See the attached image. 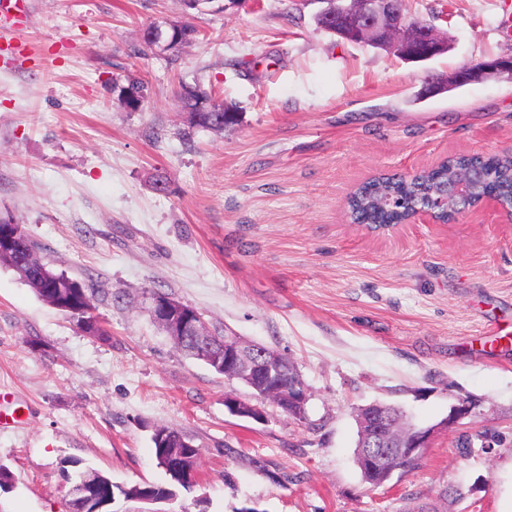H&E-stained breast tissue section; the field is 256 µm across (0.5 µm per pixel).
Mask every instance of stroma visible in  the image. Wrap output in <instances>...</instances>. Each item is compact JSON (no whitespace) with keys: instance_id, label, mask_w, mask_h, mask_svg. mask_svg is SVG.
<instances>
[{"instance_id":"1","label":"stroma","mask_w":512,"mask_h":512,"mask_svg":"<svg viewBox=\"0 0 512 512\" xmlns=\"http://www.w3.org/2000/svg\"><path fill=\"white\" fill-rule=\"evenodd\" d=\"M0 59V212L54 269L98 289L109 339L87 334L0 264V426L14 475L0 512H66L62 463L132 485L158 481L151 434L201 449L176 512H410L459 488L448 512H512V223L491 208L445 224L373 232L351 223L369 178L453 154L512 152V78L449 92L428 73L512 55V0H404L451 48L408 62L319 30L317 0H243L184 13L179 0H30ZM188 22L178 52H144L148 27ZM147 87L120 105L115 78ZM238 111L224 131L181 119L180 84ZM164 179L167 192L154 188ZM290 356L306 417L230 415L242 383L186 357L151 319L146 291ZM37 346H30V339ZM478 405L432 438L418 468L378 488L354 462L358 407L402 406L413 423ZM487 434L488 447L459 439Z\"/></svg>"}]
</instances>
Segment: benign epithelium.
Listing matches in <instances>:
<instances>
[{
  "mask_svg": "<svg viewBox=\"0 0 512 512\" xmlns=\"http://www.w3.org/2000/svg\"><path fill=\"white\" fill-rule=\"evenodd\" d=\"M324 4L318 12L316 21L319 28L350 42L360 43L390 54H395L411 62L429 61L450 49L448 39L424 23L407 16L402 0H317ZM177 24L170 23L167 29L156 25L143 34L144 44L156 53H168L175 50ZM512 75V57L480 60L468 63L446 79L435 78L428 81L427 88L436 92L447 90L455 85L479 83L497 78L503 73ZM481 176L470 167L455 171L448 184L431 192L425 204L409 209L405 220L407 224H438L442 213L456 218L472 206H488L500 216L512 223V205L507 206L497 197L485 195L478 203L473 198L481 187ZM26 233L17 230L13 233L0 232V257H9L15 253ZM149 312L156 324L162 327L166 335L176 344L194 341L206 344L212 332L207 327L201 313L168 295H149ZM283 357L277 349L248 342L233 334H224L222 353H200L198 358L212 366L225 377L244 383L252 390V399L243 400L235 396L225 398L228 411L241 418L263 422L266 418L265 404L270 401L265 387L256 382L259 373H272ZM308 393L306 385H295L275 405L291 412L298 418H305ZM475 406L459 399L451 406V414L441 426L446 428L460 419L472 414ZM183 464L171 467L166 457L157 458L158 465L176 483H191L197 475L200 455L180 457ZM126 493L129 498L150 504H169L176 496L155 497L143 492L136 485Z\"/></svg>",
  "mask_w": 512,
  "mask_h": 512,
  "instance_id": "1",
  "label": "benign epithelium"
}]
</instances>
